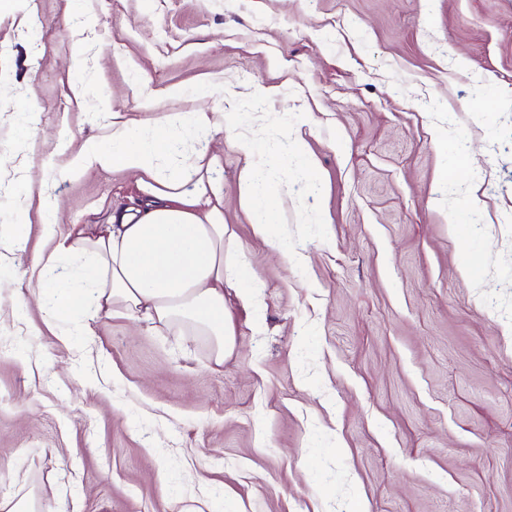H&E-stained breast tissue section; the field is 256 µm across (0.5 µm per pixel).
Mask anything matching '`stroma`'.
<instances>
[{
  "instance_id": "obj_1",
  "label": "stroma",
  "mask_w": 512,
  "mask_h": 512,
  "mask_svg": "<svg viewBox=\"0 0 512 512\" xmlns=\"http://www.w3.org/2000/svg\"><path fill=\"white\" fill-rule=\"evenodd\" d=\"M83 29L82 54L74 32ZM210 112L225 247L203 336H61L15 272L135 204L70 174L112 125ZM280 248L239 204L282 140ZM0 496L36 512H512V0H14L0 11Z\"/></svg>"
}]
</instances>
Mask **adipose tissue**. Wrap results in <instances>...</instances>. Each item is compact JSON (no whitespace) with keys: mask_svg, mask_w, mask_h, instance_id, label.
Returning <instances> with one entry per match:
<instances>
[{"mask_svg":"<svg viewBox=\"0 0 512 512\" xmlns=\"http://www.w3.org/2000/svg\"><path fill=\"white\" fill-rule=\"evenodd\" d=\"M209 113L188 112L156 121L150 134L127 123H113L108 144L87 143L71 170L120 168L138 173L141 206L114 210L108 223L80 227L57 238L60 205L44 222L54 249L21 278L36 290L39 307L58 323L81 311L91 320L124 316L157 327L174 328L210 340V361L222 367L236 343L224 310V287L254 291L243 263L226 259L224 186L212 175L214 160L183 156L184 137L210 133ZM288 194V183L272 180L265 163L246 162L239 178V201L251 215L256 237L276 245L272 204Z\"/></svg>","mask_w":512,"mask_h":512,"instance_id":"1","label":"adipose tissue"}]
</instances>
